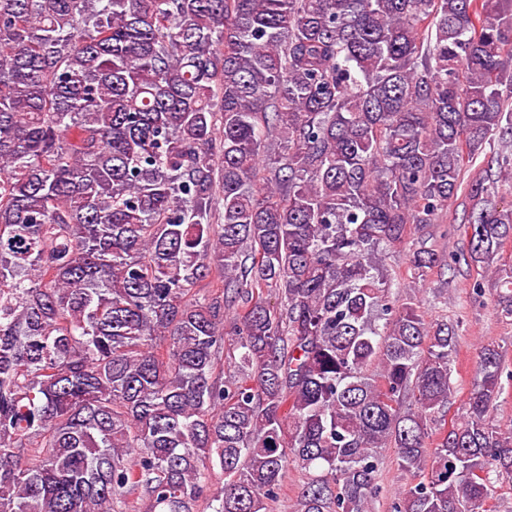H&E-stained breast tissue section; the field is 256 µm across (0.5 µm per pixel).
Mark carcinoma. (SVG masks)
Returning a JSON list of instances; mask_svg holds the SVG:
<instances>
[{
	"label": "carcinoma",
	"instance_id": "1",
	"mask_svg": "<svg viewBox=\"0 0 512 512\" xmlns=\"http://www.w3.org/2000/svg\"><path fill=\"white\" fill-rule=\"evenodd\" d=\"M512 0H0V512H485L512 477L482 348L398 303L385 252L463 194L498 287ZM277 294L267 304L264 292ZM239 307L232 331L224 310ZM241 376H216L226 336ZM380 451L383 464L376 476L379 493L371 504V510L372 512H390L391 502L407 488L411 478L399 466L394 449L383 448ZM310 477L305 470L290 466L282 479V488L277 500L270 503V511L298 512L300 510L299 493Z\"/></svg>",
	"mask_w": 512,
	"mask_h": 512
}]
</instances>
